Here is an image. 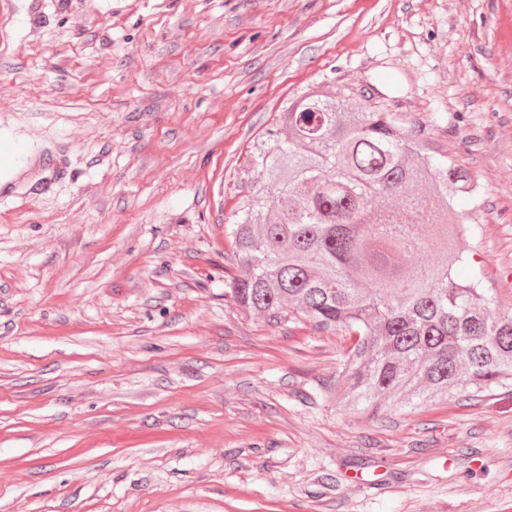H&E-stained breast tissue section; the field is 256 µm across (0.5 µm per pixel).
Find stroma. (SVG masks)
I'll list each match as a JSON object with an SVG mask.
<instances>
[{
    "label": "stroma",
    "mask_w": 512,
    "mask_h": 512,
    "mask_svg": "<svg viewBox=\"0 0 512 512\" xmlns=\"http://www.w3.org/2000/svg\"><path fill=\"white\" fill-rule=\"evenodd\" d=\"M512 0H0V512H512V394L369 417L348 340L225 303L287 99L402 113L512 307Z\"/></svg>",
    "instance_id": "1"
}]
</instances>
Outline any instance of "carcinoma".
Segmentation results:
<instances>
[{
	"instance_id": "carcinoma-1",
	"label": "carcinoma",
	"mask_w": 512,
	"mask_h": 512,
	"mask_svg": "<svg viewBox=\"0 0 512 512\" xmlns=\"http://www.w3.org/2000/svg\"><path fill=\"white\" fill-rule=\"evenodd\" d=\"M246 175L254 191L224 225L245 275L224 297L348 337L326 397L374 413L397 394L512 387V308L464 255L470 216L448 222L454 202L478 205L481 188L402 113L309 88L277 116ZM432 249L443 264L419 262Z\"/></svg>"
}]
</instances>
